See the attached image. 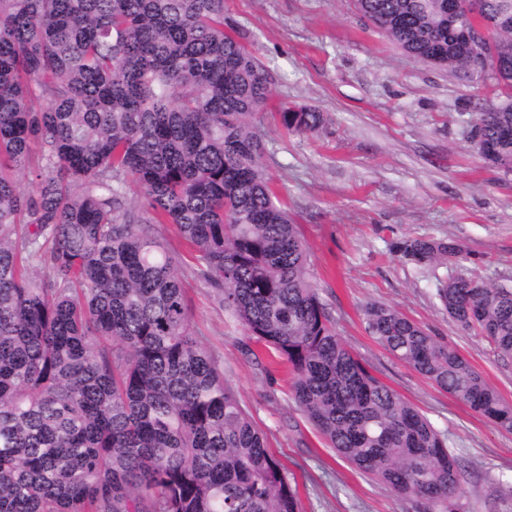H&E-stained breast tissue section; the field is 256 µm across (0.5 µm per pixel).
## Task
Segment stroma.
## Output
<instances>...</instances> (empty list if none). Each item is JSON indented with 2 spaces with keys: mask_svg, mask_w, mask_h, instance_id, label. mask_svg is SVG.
Instances as JSON below:
<instances>
[{
  "mask_svg": "<svg viewBox=\"0 0 512 512\" xmlns=\"http://www.w3.org/2000/svg\"><path fill=\"white\" fill-rule=\"evenodd\" d=\"M224 16L271 73V97L256 115L262 162L300 226L337 335L462 456L464 512H512V433L395 358L362 315L370 303L395 308L512 403V360L450 320L436 297L451 277L512 288V175L491 169L471 135L473 114L496 103L497 91L405 54L357 16L352 0H224ZM294 105L324 113L323 129L284 131L275 114ZM153 233L177 259L195 336L296 486L300 512H418L326 447L283 368L219 305L175 226ZM408 238L450 241L462 255L418 265L393 248Z\"/></svg>",
  "mask_w": 512,
  "mask_h": 512,
  "instance_id": "obj_1",
  "label": "stroma"
}]
</instances>
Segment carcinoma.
<instances>
[{"label":"carcinoma","mask_w":512,"mask_h":512,"mask_svg":"<svg viewBox=\"0 0 512 512\" xmlns=\"http://www.w3.org/2000/svg\"><path fill=\"white\" fill-rule=\"evenodd\" d=\"M467 2L356 7L416 59L494 82L503 100L475 113L473 138L512 170V0ZM480 22L492 34L476 42ZM232 30L224 0H0V512H298L194 336L155 224L176 226L219 304L288 365L328 447L424 510H460L462 458L336 334L261 162L270 74ZM481 54L508 67L477 70ZM277 121L314 134L326 118L294 106ZM395 249L421 265L462 253L429 238ZM436 295L512 359V289L456 277ZM363 315L378 344L512 432V404L456 350L391 307Z\"/></svg>","instance_id":"cac0c4a2"}]
</instances>
